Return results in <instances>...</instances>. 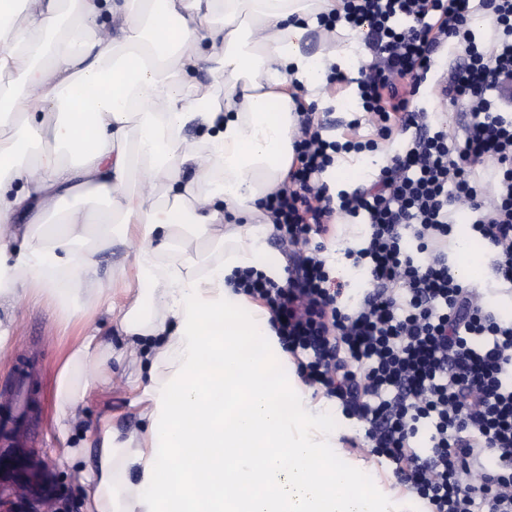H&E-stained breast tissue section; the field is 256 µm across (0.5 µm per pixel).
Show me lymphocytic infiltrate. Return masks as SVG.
<instances>
[{
    "mask_svg": "<svg viewBox=\"0 0 512 512\" xmlns=\"http://www.w3.org/2000/svg\"><path fill=\"white\" fill-rule=\"evenodd\" d=\"M478 12L493 25L485 45L471 28ZM322 23L367 30L374 60L348 127L369 135L328 138L300 110L288 177L265 202L289 263L278 281L235 271L233 287L267 310L302 381L364 423L370 454L426 512H512V319L448 262L464 206L497 290L512 292V0H343ZM448 47L459 56L441 74ZM434 73L442 104L470 116L457 131L416 105ZM397 133L404 149L369 183L331 194L321 175L338 155ZM339 213L367 228L345 251L368 283L356 300L323 257Z\"/></svg>",
    "mask_w": 512,
    "mask_h": 512,
    "instance_id": "f902f5d3",
    "label": "lymphocytic infiltrate"
}]
</instances>
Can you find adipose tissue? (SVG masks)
<instances>
[{"label":"adipose tissue","mask_w":512,"mask_h":512,"mask_svg":"<svg viewBox=\"0 0 512 512\" xmlns=\"http://www.w3.org/2000/svg\"><path fill=\"white\" fill-rule=\"evenodd\" d=\"M14 3L0 0V73L21 76L0 91V124L23 129L0 137V352L35 288L64 309L121 310L119 332L160 343L149 447L103 433L97 466L79 473L97 512H388L337 465L318 407L272 374L269 316L227 282L258 267L273 230L260 204L292 164L297 94L326 107L331 70L369 62L359 29L306 50L341 0H24L20 22ZM212 61L205 87L195 74ZM191 125L203 129L192 143ZM90 195L106 203L95 216ZM59 199L71 207L35 240L24 217ZM187 228L223 255L185 252ZM92 230L105 246L141 240L122 307L82 246ZM102 346L89 329L60 374V435L80 419L78 373Z\"/></svg>","instance_id":"obj_1"}]
</instances>
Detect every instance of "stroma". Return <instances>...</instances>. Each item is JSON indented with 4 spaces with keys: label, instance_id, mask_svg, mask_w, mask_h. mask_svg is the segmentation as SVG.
<instances>
[{
    "label": "stroma",
    "instance_id": "35a3bbf8",
    "mask_svg": "<svg viewBox=\"0 0 512 512\" xmlns=\"http://www.w3.org/2000/svg\"><path fill=\"white\" fill-rule=\"evenodd\" d=\"M139 246V240L132 235L112 248L97 251L95 256L99 278L104 287L111 289L116 304L124 303L125 289L135 281L131 259ZM88 324L100 328L103 336L112 341L111 349L105 352L112 365V377L107 381L95 379L93 366H86L83 376L89 386L83 418L63 442L55 432L58 375ZM112 325V316L106 311L65 312L49 296L41 294L19 305L15 341L0 354V385L10 381L22 363L34 362L38 370L39 387L29 426L36 428L38 440L34 446H25L29 428L15 431L13 437L23 442V454L38 464L41 475L47 476L57 512H90L89 497L76 474L95 461L96 451L88 446L91 432L108 426L117 441H129L137 447L149 425L150 401L143 392L151 364L148 345H132L129 338L113 331ZM307 394L312 403L325 410L322 428L336 444L337 463L352 471L361 485L385 497L392 512H420V501L403 490L396 478L363 448L362 423L345 416L335 402L315 389H308ZM353 441L359 442V449H350ZM71 447L77 448V456H68Z\"/></svg>",
    "mask_w": 512,
    "mask_h": 512
}]
</instances>
